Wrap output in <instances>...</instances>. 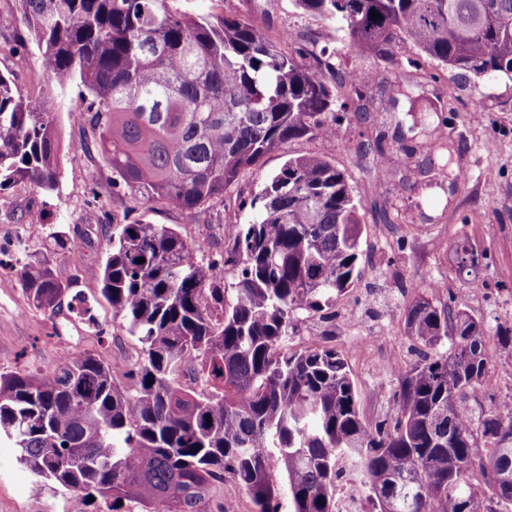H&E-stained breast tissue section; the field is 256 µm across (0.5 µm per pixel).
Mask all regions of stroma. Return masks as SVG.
Masks as SVG:
<instances>
[{
    "label": "stroma",
    "instance_id": "35a3bbf8",
    "mask_svg": "<svg viewBox=\"0 0 512 512\" xmlns=\"http://www.w3.org/2000/svg\"><path fill=\"white\" fill-rule=\"evenodd\" d=\"M171 5L176 11L212 19L229 14L270 19L275 29L291 30L292 42L317 40L335 48L344 67L371 71L376 78L372 91L398 74L409 75L412 94L435 100L437 110L425 126L414 122L403 101L393 109L343 113L339 137L289 141L263 158L259 172L244 176L240 197L227 205L219 201L190 212L113 194L111 170L100 156L82 152L80 145L89 132L70 117L86 98L85 88L76 80L52 91L48 105L62 144L59 186L45 192L20 183L0 192V254L24 263L49 259L55 277L72 282L96 323L92 330H78L83 307L58 315L31 308L17 272L2 270L0 371L19 365L46 368L67 352L69 343L97 350L101 336H120L124 348H133V340L113 326L112 309L99 292L113 221L174 224L203 240L209 226L246 220L248 213L239 203L257 190L262 177L289 158L313 153L344 171L354 188L366 226L364 273L337 302L331 335H324L323 324L311 318L302 324L301 338L321 339L347 358L365 420L373 424L395 415L394 379L382 369L385 360L397 354L409 366L418 359L421 347L407 336L405 318L419 294L439 297L482 320L486 354L500 378L495 389L484 392L482 401L490 406L512 398V343L502 344L498 338L499 331L512 328V78L449 79L428 59H417L412 45L401 38L392 43L389 60L361 55L343 44L336 24L295 10L291 0H171ZM0 73L13 76L26 92L46 87L39 51L25 28H0ZM381 133L388 155L382 176L376 174L371 157L359 151L361 143ZM431 136L448 146L453 160L447 169L433 170L426 177L424 145ZM406 146L414 147L413 157L404 156ZM383 208L395 215V223H382ZM30 210L40 212V223L25 221ZM75 231L83 238L77 256L61 250L53 240L56 233ZM463 237L475 245L477 261L470 273L461 275L454 251ZM350 310L359 314L364 335L390 325L392 343L352 350L345 322ZM68 508L67 494L50 483L36 484L9 440L0 438V512H67Z\"/></svg>",
    "mask_w": 512,
    "mask_h": 512
}]
</instances>
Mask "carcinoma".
Segmentation results:
<instances>
[{
	"label": "carcinoma",
	"mask_w": 512,
	"mask_h": 512,
	"mask_svg": "<svg viewBox=\"0 0 512 512\" xmlns=\"http://www.w3.org/2000/svg\"><path fill=\"white\" fill-rule=\"evenodd\" d=\"M18 2L0 27H26L49 85L80 79L88 98L73 118L94 135L81 150L106 161L112 189L145 204L224 200L283 143L337 134V113L373 108L369 82L347 79L336 49L292 50L268 19L212 22L170 0ZM292 3L340 24L366 55L389 59L402 35L452 78H512V0ZM46 96L0 74V191L58 188ZM249 206L207 251L174 224L112 225L100 293L139 351L121 366L79 349L45 369L0 371V433L19 463L78 512L90 496L108 512H208V490L228 479L253 512H336L340 457L372 512L512 506V407L471 402L491 377L482 321L418 297L405 331L424 351L397 374L395 418L372 426L344 355L293 345L306 319H336L361 278L348 177L320 155L290 158ZM455 261L474 266L468 240ZM21 282L29 306L52 315L72 290L47 263L23 266Z\"/></svg>",
	"instance_id": "obj_1"
}]
</instances>
